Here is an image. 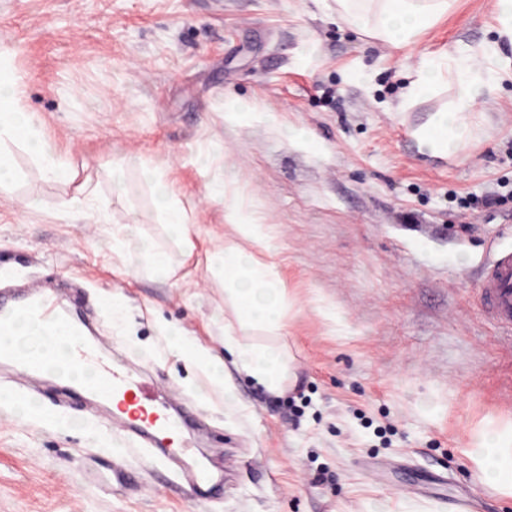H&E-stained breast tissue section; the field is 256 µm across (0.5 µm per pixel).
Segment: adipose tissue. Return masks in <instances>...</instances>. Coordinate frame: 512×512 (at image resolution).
<instances>
[{"label":"adipose tissue","instance_id":"1","mask_svg":"<svg viewBox=\"0 0 512 512\" xmlns=\"http://www.w3.org/2000/svg\"><path fill=\"white\" fill-rule=\"evenodd\" d=\"M448 5L449 0H336V11L351 26L361 29L368 24L365 8H372L376 15V37L399 47L416 43L425 29L447 14ZM497 19V40L486 43L477 53L454 50L442 55H422L406 87L404 97L410 101L432 91L444 79L454 83L455 97L450 108L436 115L421 138L422 145L435 153H453L465 145L469 135L468 112L500 80L499 73L487 61L499 57L503 45L512 46V0H497ZM16 141L28 143L45 175L62 181L71 178L70 168L61 162L55 145L44 134L40 118L25 110L19 83L0 76V146ZM165 168V161L159 160L143 169L142 174L153 188L155 204L167 229L189 254L202 229L192 222L179 194L165 181ZM212 196L223 203L230 227L251 243L250 249L229 247L211 257L209 270L222 278L224 304L232 313L221 325L224 348L238 370L266 390L280 391L291 371L287 355L282 349L255 344L250 338L255 329L270 336L279 335L288 316V302L279 293L272 266L256 255L266 243L264 226L255 220L243 221L236 205L225 200L223 189L213 190ZM140 235L136 224H124L112 232V249L123 253L126 271L146 268L159 280H171L176 274L175 266L164 248L146 244L137 253H124L125 243ZM164 330L172 336L173 348L185 364L207 370L211 383H223L221 359L187 340L178 328L168 324ZM14 334L28 359L93 384V377L70 358L76 339L64 325L48 332L42 325L22 317L15 324ZM471 446L473 460L485 483L497 493L512 497V434L481 431L473 435Z\"/></svg>","mask_w":512,"mask_h":512}]
</instances>
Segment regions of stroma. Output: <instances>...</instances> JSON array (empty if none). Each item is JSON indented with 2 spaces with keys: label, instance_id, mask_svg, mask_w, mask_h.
I'll return each mask as SVG.
<instances>
[{
  "label": "stroma",
  "instance_id": "obj_1",
  "mask_svg": "<svg viewBox=\"0 0 512 512\" xmlns=\"http://www.w3.org/2000/svg\"><path fill=\"white\" fill-rule=\"evenodd\" d=\"M496 27L495 0H454L408 47L354 30L335 0H0V52L73 172L48 179L6 144L0 289L79 288L116 365L153 381L157 406L178 395L197 423L182 440L224 474L221 498H196L57 378L3 367L0 395L38 410L0 402V512H512L471 458L475 430L512 429V332L478 291L512 249V50L459 152L420 145L451 83L403 97L420 53L479 50ZM131 155L167 158L206 232L191 257L174 248L176 283L122 274L112 251L116 224L163 237L139 171L112 185ZM86 183L106 223L65 209ZM211 184L269 226L262 258L290 301L276 343L295 365L278 394L232 367L210 385L160 328L225 355L206 254L236 236Z\"/></svg>",
  "mask_w": 512,
  "mask_h": 512
}]
</instances>
